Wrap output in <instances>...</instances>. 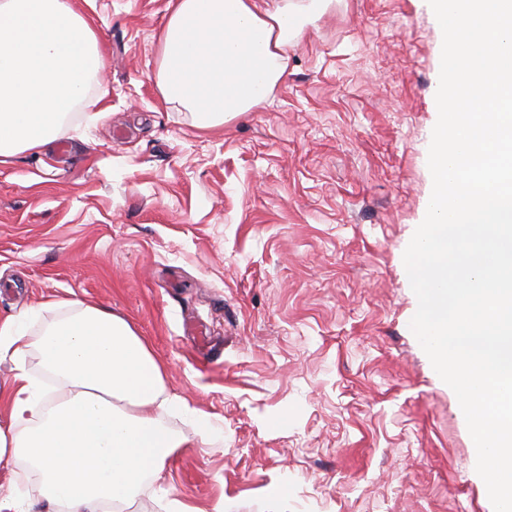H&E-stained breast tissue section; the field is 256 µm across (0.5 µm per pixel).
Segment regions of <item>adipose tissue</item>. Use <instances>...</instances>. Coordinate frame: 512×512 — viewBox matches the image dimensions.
<instances>
[{
    "mask_svg": "<svg viewBox=\"0 0 512 512\" xmlns=\"http://www.w3.org/2000/svg\"><path fill=\"white\" fill-rule=\"evenodd\" d=\"M323 2L294 12L263 0H176L159 39L162 98L201 129L263 105ZM104 67L94 26L73 0H0V163L60 136ZM70 308L32 341L20 318L0 321V360L16 363L0 388V462L31 465L46 512H101L160 480L184 447L163 413L184 415L205 438L215 429L167 393L164 366L124 317L77 300ZM31 349L65 389L56 405L23 363Z\"/></svg>",
    "mask_w": 512,
    "mask_h": 512,
    "instance_id": "obj_1",
    "label": "adipose tissue"
}]
</instances>
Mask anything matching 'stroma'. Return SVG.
I'll return each instance as SVG.
<instances>
[{
    "label": "stroma",
    "instance_id": "35a3bbf8",
    "mask_svg": "<svg viewBox=\"0 0 512 512\" xmlns=\"http://www.w3.org/2000/svg\"><path fill=\"white\" fill-rule=\"evenodd\" d=\"M106 49L65 132L0 164V318L131 322L220 425L125 512H494L409 324L442 31L427 0H333L269 103L198 129L156 83L170 0H76ZM287 495H279L280 486Z\"/></svg>",
    "mask_w": 512,
    "mask_h": 512
}]
</instances>
